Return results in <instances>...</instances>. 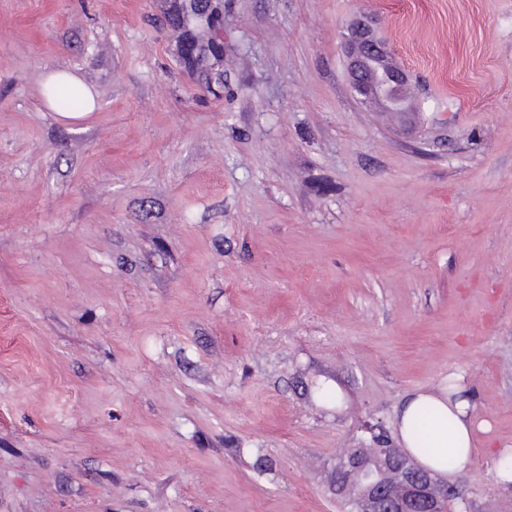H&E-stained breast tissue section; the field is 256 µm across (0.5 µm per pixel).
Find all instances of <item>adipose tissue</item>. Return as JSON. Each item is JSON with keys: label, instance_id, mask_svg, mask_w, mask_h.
Listing matches in <instances>:
<instances>
[{"label": "adipose tissue", "instance_id": "adipose-tissue-1", "mask_svg": "<svg viewBox=\"0 0 512 512\" xmlns=\"http://www.w3.org/2000/svg\"><path fill=\"white\" fill-rule=\"evenodd\" d=\"M81 92L80 110L64 113L67 121L78 122L96 111L98 102L92 89L76 74L50 71L42 86L43 105L54 109L55 90ZM425 425H418V418ZM473 409L467 399L446 390H419L412 393L395 416V436L401 447L416 461L443 477H454L467 468L475 454Z\"/></svg>", "mask_w": 512, "mask_h": 512}]
</instances>
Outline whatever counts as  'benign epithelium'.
Segmentation results:
<instances>
[{"label": "benign epithelium", "mask_w": 512, "mask_h": 512, "mask_svg": "<svg viewBox=\"0 0 512 512\" xmlns=\"http://www.w3.org/2000/svg\"><path fill=\"white\" fill-rule=\"evenodd\" d=\"M354 90L363 102L393 110L404 116L409 108L403 99V71L390 62V50L377 39L366 23H357L345 39ZM342 470L355 471L361 478L358 512H440L448 491L460 494L456 485L442 482L413 462L394 469L393 483L385 475L364 465L356 452L340 457Z\"/></svg>", "instance_id": "7a95c632"}]
</instances>
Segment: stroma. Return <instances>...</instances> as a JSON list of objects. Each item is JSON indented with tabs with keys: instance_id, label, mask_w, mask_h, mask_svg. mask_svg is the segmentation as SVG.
<instances>
[{
	"instance_id": "1",
	"label": "stroma",
	"mask_w": 512,
	"mask_h": 512,
	"mask_svg": "<svg viewBox=\"0 0 512 512\" xmlns=\"http://www.w3.org/2000/svg\"><path fill=\"white\" fill-rule=\"evenodd\" d=\"M170 5L0 0V512H340L339 449L452 373L478 427L448 510L500 512L512 0H224L220 99ZM359 21L409 123L351 87ZM51 69L98 112L44 108ZM56 89H59V92L77 89L82 93L84 100L83 107L74 112H58L53 101L54 98L57 106L63 109L78 106L81 102V98L79 92H73L67 96H61L60 93L54 92L53 96L52 92ZM41 95L44 107L57 112L61 119L67 121L80 122L98 108V102L92 89L79 76L66 70L50 71L45 78Z\"/></svg>"
}]
</instances>
